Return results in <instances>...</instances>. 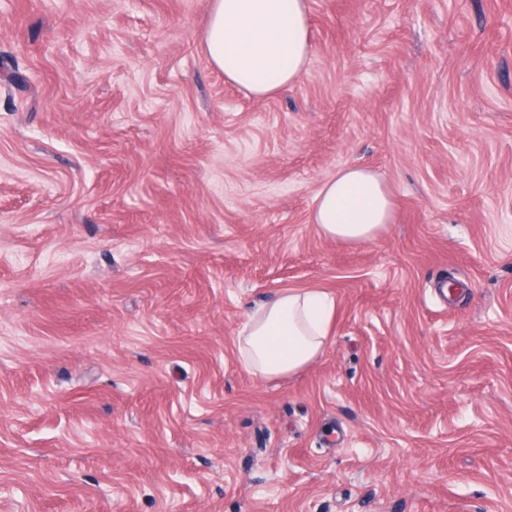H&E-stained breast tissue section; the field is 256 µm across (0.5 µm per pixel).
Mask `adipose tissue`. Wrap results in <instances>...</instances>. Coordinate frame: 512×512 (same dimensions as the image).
Instances as JSON below:
<instances>
[{"instance_id":"obj_1","label":"adipose tissue","mask_w":512,"mask_h":512,"mask_svg":"<svg viewBox=\"0 0 512 512\" xmlns=\"http://www.w3.org/2000/svg\"><path fill=\"white\" fill-rule=\"evenodd\" d=\"M204 49L225 80L253 96L293 84L311 53L307 0H210ZM392 212L382 178L349 166L319 188L313 221L326 236L354 244L374 238ZM333 315L323 292L282 290L242 325L236 339L242 365L265 379L297 373L326 347Z\"/></svg>"}]
</instances>
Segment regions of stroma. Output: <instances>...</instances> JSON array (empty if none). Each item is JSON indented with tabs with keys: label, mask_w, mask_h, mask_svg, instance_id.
Here are the masks:
<instances>
[{
	"label": "stroma",
	"mask_w": 512,
	"mask_h": 512,
	"mask_svg": "<svg viewBox=\"0 0 512 512\" xmlns=\"http://www.w3.org/2000/svg\"><path fill=\"white\" fill-rule=\"evenodd\" d=\"M264 99L208 0H0V512H512V0H308ZM378 173L357 244L318 188ZM336 302L279 379L235 336ZM313 222L328 237L354 244L374 238L392 218L390 191L375 172L349 166L324 183L315 197ZM333 315L334 302L323 292L282 290L255 309L239 330L240 362L265 379L297 373L326 347Z\"/></svg>",
	"instance_id": "stroma-1"
}]
</instances>
